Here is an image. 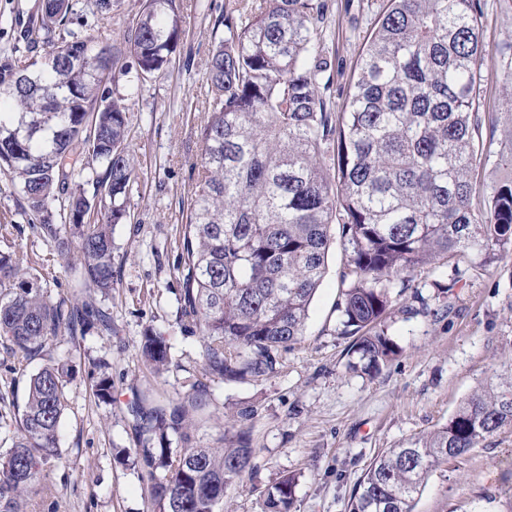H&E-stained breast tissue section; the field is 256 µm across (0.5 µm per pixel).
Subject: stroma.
Masks as SVG:
<instances>
[{
	"mask_svg": "<svg viewBox=\"0 0 512 512\" xmlns=\"http://www.w3.org/2000/svg\"><path fill=\"white\" fill-rule=\"evenodd\" d=\"M328 67L320 74L330 108L345 97L359 54L375 29L384 0H315ZM143 0H118L108 14L87 17L98 42L120 45ZM225 0H181L183 41L168 72L129 89V143L137 159L129 216L113 229L114 284L109 296L85 287L83 258L60 266L33 227L24 201L0 172V250L27 255L45 278L50 300L91 299L112 316L111 334L59 337L47 353L68 359L75 378L56 441L30 493L28 512H151L144 443L130 412L135 397L156 404L184 396L202 374L199 336L180 323V229L185 222L194 167L200 160L197 130L205 116L203 62L217 36L215 20ZM483 42L497 60L512 38V0H481ZM347 270L340 247L311 304L301 341L283 352L275 373L258 381L207 383L209 406L194 418V436L217 445L225 427L248 408L244 428L254 450L250 477L224 494L221 512H263L265 493L282 476L298 477L292 512H347L351 489L371 458L445 424L479 387L512 369V253L486 270L445 262L416 270L394 288L387 335L398 354L377 374L347 366L348 338L337 306ZM448 291H441V284ZM165 332L171 362L163 373L146 367L139 340L146 328ZM109 376L113 399L98 401L90 374ZM413 512H512V427L489 437L466 456L434 471Z\"/></svg>",
	"mask_w": 512,
	"mask_h": 512,
	"instance_id": "1",
	"label": "stroma"
}]
</instances>
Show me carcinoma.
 Returning a JSON list of instances; mask_svg holds the SVG:
<instances>
[{
  "label": "carcinoma",
  "instance_id": "obj_1",
  "mask_svg": "<svg viewBox=\"0 0 512 512\" xmlns=\"http://www.w3.org/2000/svg\"><path fill=\"white\" fill-rule=\"evenodd\" d=\"M314 0H228L224 35L205 59L202 153L182 225L180 312L200 333L205 375L229 382L274 373L303 336L335 243L349 284L339 307L352 337L347 368L372 375L397 355L381 323L392 288L439 260L485 269L512 252V123H489L486 148L475 111L489 60L478 0H385L336 113L318 75ZM180 0H145L121 47L83 30L73 0H40L17 42L30 57L0 56V170L12 175L34 228L63 261L82 254L86 284L107 295L114 281L112 226L129 215L136 182L129 108L107 86L168 70L185 30ZM48 43L64 52L43 60ZM496 75L512 85V43ZM93 127L94 139L87 137ZM482 205L473 207L475 196ZM112 329L91 300L50 301L42 277L15 252H0V341L18 364L61 336ZM141 354L169 363L165 334L147 328ZM71 368L52 361L28 377L17 436L0 453V512L22 496L54 455ZM112 402V381H93ZM209 405L196 381L169 406L130 410L144 460L162 470L159 512H219L213 500L253 469L243 430L228 446L191 445L192 414ZM512 426V377L465 398L445 425L377 454L355 483L348 512H412L425 479ZM297 478L267 490L264 512H291Z\"/></svg>",
  "mask_w": 512,
  "mask_h": 512
}]
</instances>
